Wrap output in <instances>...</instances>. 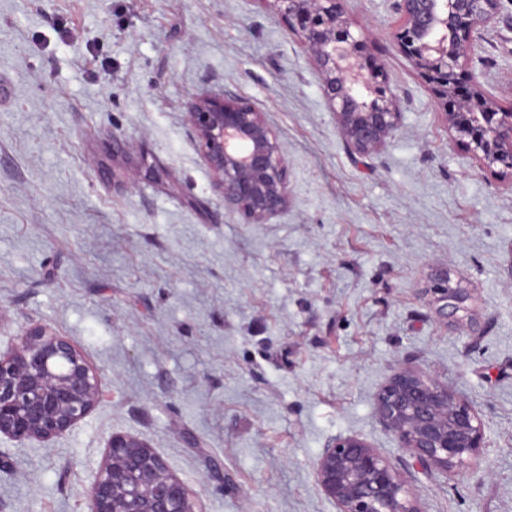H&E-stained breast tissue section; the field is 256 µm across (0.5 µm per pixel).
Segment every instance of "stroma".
I'll return each mask as SVG.
<instances>
[{"mask_svg":"<svg viewBox=\"0 0 512 512\" xmlns=\"http://www.w3.org/2000/svg\"><path fill=\"white\" fill-rule=\"evenodd\" d=\"M345 8L400 101L365 155L267 0H0V349L44 325L102 375L66 435L0 438V512H89L115 433L147 440L196 512H337L314 470L337 435L386 456L422 512H512V191L397 50L393 0ZM468 70L512 107V0ZM224 92L265 112L288 165L261 224L225 211L186 118ZM403 369L480 413L469 469L424 471L381 423Z\"/></svg>","mask_w":512,"mask_h":512,"instance_id":"35a3bbf8","label":"stroma"}]
</instances>
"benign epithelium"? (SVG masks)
<instances>
[{
	"instance_id": "1",
	"label": "benign epithelium",
	"mask_w": 512,
	"mask_h": 512,
	"mask_svg": "<svg viewBox=\"0 0 512 512\" xmlns=\"http://www.w3.org/2000/svg\"><path fill=\"white\" fill-rule=\"evenodd\" d=\"M289 32L313 55L321 89L346 142L359 154L380 150L398 129L397 96L383 67L363 62L371 39L352 30L345 0H271ZM400 53L443 107L449 129L478 166L511 177L512 109L501 110L479 86L461 84L500 0H397ZM224 209L262 224L288 205V166L264 112L229 93L200 95L186 112ZM101 376L64 336L27 330L0 352V436L49 443L89 416ZM380 421L426 470L457 474L483 447V422L466 400L434 380L396 373L377 398ZM316 478L338 512H421L412 486L391 461L359 437H334L316 460ZM90 512H195L188 489L136 435L106 442L89 493Z\"/></svg>"
}]
</instances>
